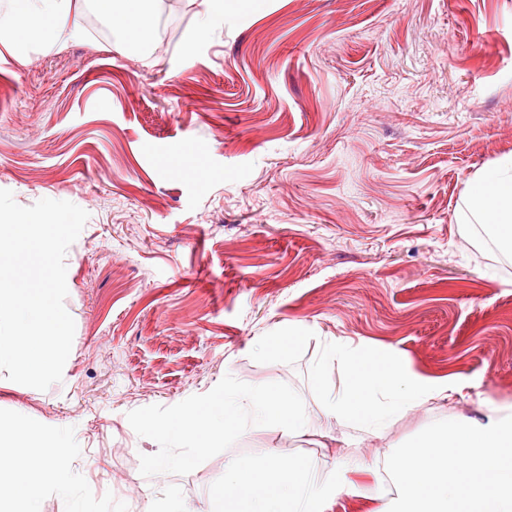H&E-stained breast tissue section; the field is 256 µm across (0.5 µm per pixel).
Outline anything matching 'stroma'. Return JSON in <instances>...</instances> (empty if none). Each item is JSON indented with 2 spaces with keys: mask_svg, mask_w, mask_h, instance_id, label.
I'll list each match as a JSON object with an SVG mask.
<instances>
[{
  "mask_svg": "<svg viewBox=\"0 0 512 512\" xmlns=\"http://www.w3.org/2000/svg\"><path fill=\"white\" fill-rule=\"evenodd\" d=\"M59 53L0 44V189L89 214L65 263L63 378L0 374V419L78 448L88 512L202 506L225 459L276 449L382 471L423 431L512 405V261L460 223L472 177L512 152V0H155L146 46L100 11ZM461 393L381 432L329 418L330 343ZM284 382L306 431L262 430L186 475L130 411L225 376Z\"/></svg>",
  "mask_w": 512,
  "mask_h": 512,
  "instance_id": "1",
  "label": "stroma"
}]
</instances>
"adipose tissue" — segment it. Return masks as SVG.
Segmentation results:
<instances>
[{
    "label": "adipose tissue",
    "mask_w": 512,
    "mask_h": 512,
    "mask_svg": "<svg viewBox=\"0 0 512 512\" xmlns=\"http://www.w3.org/2000/svg\"><path fill=\"white\" fill-rule=\"evenodd\" d=\"M103 13L121 18L127 41H142L140 20L152 0H97ZM86 0H0V42L38 40L59 52L83 34ZM461 221L486 226L497 246L512 256V153L477 173L466 195ZM341 370L339 384L326 388L327 414L378 432L407 407L446 399L460 383L434 380L382 357L359 366L354 351L335 346L330 354ZM0 512H34L47 495L61 498L66 512H86L84 485L73 468L75 448L44 438L41 427L17 418L0 421ZM356 464L339 460L329 471L307 459L284 461L275 449L250 460L224 464V489L215 492L208 512H325L342 497L372 502V512H512V414L491 405L483 423H450L428 431L387 459L388 490L351 477Z\"/></svg>",
    "instance_id": "ef3b65f1"
}]
</instances>
